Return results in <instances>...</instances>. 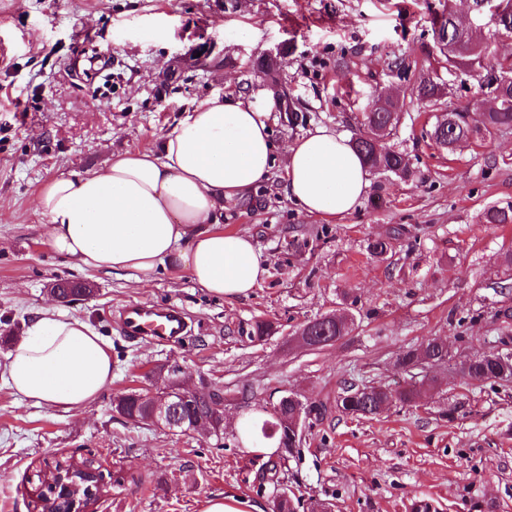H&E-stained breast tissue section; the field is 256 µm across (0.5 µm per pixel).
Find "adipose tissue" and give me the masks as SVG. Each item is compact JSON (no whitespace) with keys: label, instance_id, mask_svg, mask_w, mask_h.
<instances>
[{"label":"adipose tissue","instance_id":"ef3b65f1","mask_svg":"<svg viewBox=\"0 0 512 512\" xmlns=\"http://www.w3.org/2000/svg\"><path fill=\"white\" fill-rule=\"evenodd\" d=\"M275 106L261 86L216 94L157 148L49 179L36 193L49 246L89 269L145 280L167 270L219 297L248 295L266 278V263L250 236L225 231L217 215L269 180ZM284 169L285 196L311 215H345L370 188L350 138L327 127L287 145ZM0 381L20 399L79 410L111 386L112 353L88 322L48 307L0 363Z\"/></svg>","mask_w":512,"mask_h":512}]
</instances>
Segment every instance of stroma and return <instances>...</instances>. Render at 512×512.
<instances>
[{
    "mask_svg": "<svg viewBox=\"0 0 512 512\" xmlns=\"http://www.w3.org/2000/svg\"><path fill=\"white\" fill-rule=\"evenodd\" d=\"M466 0H0V361L43 308L87 321L112 347V385L84 409L64 412L19 400L0 384V512H36L32 477L44 460L94 459L121 480L91 512H200L204 499L232 494L246 512H270L273 491L333 512H512V383L475 381L454 365L512 342V224H489L485 209L512 203V127L448 151L429 137L431 108L401 114L386 137L411 174H371L370 197L351 213L307 214L282 191L284 148L324 125L356 135L376 96L436 69L448 108H487L489 76L512 67V40L485 28L481 69L437 65L433 20ZM251 28L242 40V28ZM231 65L202 73L187 57L201 49ZM287 49L278 72L299 112L278 114L268 182L224 206L225 231L252 236L268 275L245 297L224 299L187 278L78 266L46 242L39 186L100 168L112 154L157 147L201 100L243 84L260 55ZM384 200L383 208L370 204ZM399 237H392L393 228ZM392 237L381 258L369 244ZM92 282L94 295L58 302L54 280ZM129 300L175 305L189 332L177 344L134 341L115 318ZM343 312L351 331L334 344L296 340L308 320ZM257 320L277 331L242 337ZM433 338L451 363L405 371L399 359ZM223 386L224 438L177 435L114 411L120 392L162 388L160 367ZM433 386L410 404L371 419L336 405L349 385ZM288 392L323 402L309 418L298 456L278 484L259 481L266 457L243 448L233 422L272 407Z\"/></svg>",
    "mask_w": 512,
    "mask_h": 512,
    "instance_id": "35a3bbf8",
    "label": "stroma"
}]
</instances>
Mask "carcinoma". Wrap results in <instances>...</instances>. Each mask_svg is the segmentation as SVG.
Returning a JSON list of instances; mask_svg holds the SVG:
<instances>
[{"mask_svg": "<svg viewBox=\"0 0 512 512\" xmlns=\"http://www.w3.org/2000/svg\"><path fill=\"white\" fill-rule=\"evenodd\" d=\"M455 12L453 7H448L434 20L435 36L445 37L448 42L456 45L454 51L447 48H439L442 56L441 62L444 68H466L477 71L483 67L486 47L479 39L473 36H465L460 33L453 24ZM498 104L496 107L481 111L476 109L455 110L452 112L453 121L446 126H433L431 136L436 144L443 148L449 147L453 142L460 144L469 141L472 137L482 132L489 133L501 127H512V78L500 80L494 86ZM445 87L439 82V77L433 72H422L418 75L414 85L410 89V100L420 104L432 106L437 111L447 110L445 106ZM387 106H371L364 114V126L366 133L354 139V146L369 169L388 172L398 178H405L409 173V163L405 155L384 146L376 147L372 143L375 138H384V130L393 129L398 123V113L405 107V98L388 97ZM485 221L489 224H512V205L502 207L492 206L485 212ZM276 327L270 322L257 321L250 328L243 331L246 338L251 341H261L270 336ZM349 322L340 315H326L308 321L302 328L301 334L311 337L308 345L321 347V337L334 336L341 338L348 334ZM459 372L476 381H502L506 376H512V367L503 365L495 354L483 353L469 358L460 363ZM427 384L411 385L402 389H392L386 394L366 396L350 386L343 390L337 398V406L348 415L364 417L375 414L378 406L389 399L393 402L411 403L421 397ZM113 409L128 419L142 420L145 417V406L137 396V392L131 390L119 394L113 398ZM211 414L209 402L205 398L195 401L192 411L184 413L182 422L172 428L177 434H187L195 431L193 421L205 419ZM275 437L278 439V460H269L263 464L261 470L262 480L269 481L277 473L279 462L285 461L298 452L302 437L295 436L289 428L282 426Z\"/></svg>", "mask_w": 512, "mask_h": 512, "instance_id": "cac0c4a2", "label": "carcinoma"}]
</instances>
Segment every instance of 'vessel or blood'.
<instances>
[{"mask_svg":"<svg viewBox=\"0 0 512 512\" xmlns=\"http://www.w3.org/2000/svg\"><path fill=\"white\" fill-rule=\"evenodd\" d=\"M121 333L129 339L179 342L188 333L185 313L178 307H155L141 302L123 307L118 313Z\"/></svg>","mask_w":512,"mask_h":512,"instance_id":"obj_1","label":"vessel or blood"}]
</instances>
